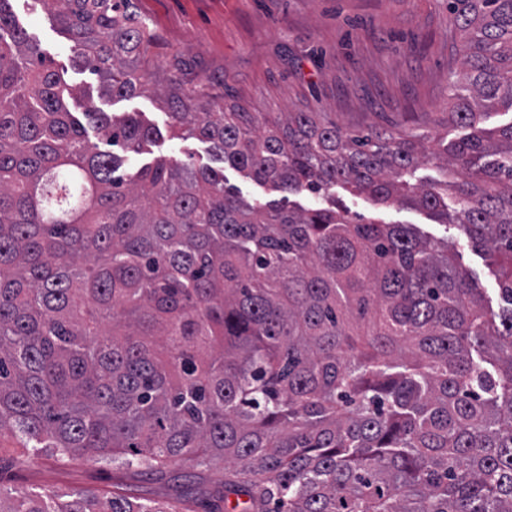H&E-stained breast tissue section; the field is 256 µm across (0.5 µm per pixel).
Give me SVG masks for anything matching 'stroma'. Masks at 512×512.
Masks as SVG:
<instances>
[{
    "instance_id": "obj_1",
    "label": "stroma",
    "mask_w": 512,
    "mask_h": 512,
    "mask_svg": "<svg viewBox=\"0 0 512 512\" xmlns=\"http://www.w3.org/2000/svg\"><path fill=\"white\" fill-rule=\"evenodd\" d=\"M133 10L152 33L145 63L152 81H175L184 92L206 91L225 105L247 112H322L347 133L372 128L408 132L436 143L456 138L448 123L449 71L462 39L448 15V0H132ZM16 18L36 39L54 68L81 97L68 100L74 116L85 106L104 112L141 113L161 133L140 167L163 156L202 164L208 146L168 133L170 107L148 90L129 98L102 93L96 75L76 66L71 42L60 33L41 0H16ZM230 185L256 205L313 198L258 184L232 168ZM343 201L366 217L390 224H412L459 253L462 268L496 298L497 284L484 255L456 227L434 223L422 211L382 207L343 194ZM224 480L223 468L199 471L175 463L161 473L136 475L92 457L69 462L48 455L29 457L18 441L0 437V486L26 493L53 491L105 494L121 488L132 500L210 512Z\"/></svg>"
}]
</instances>
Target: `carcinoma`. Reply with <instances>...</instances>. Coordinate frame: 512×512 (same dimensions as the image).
<instances>
[{
  "label": "carcinoma",
  "mask_w": 512,
  "mask_h": 512,
  "mask_svg": "<svg viewBox=\"0 0 512 512\" xmlns=\"http://www.w3.org/2000/svg\"><path fill=\"white\" fill-rule=\"evenodd\" d=\"M76 62L127 98L152 46L129 0H41ZM0 0V435L59 460L203 471L216 512H512V0H448L467 134L345 133L319 112H226L165 85L169 131L209 163L156 157L137 112L84 115ZM432 163L438 178H420ZM322 203L250 204L224 168ZM453 224L495 266L488 305L456 254L351 210L336 188ZM0 512H166L21 493Z\"/></svg>",
  "instance_id": "1"
}]
</instances>
